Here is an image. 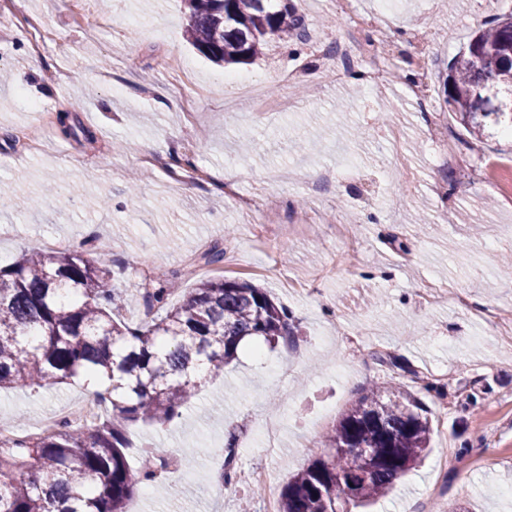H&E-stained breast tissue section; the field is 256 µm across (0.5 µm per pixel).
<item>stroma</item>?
<instances>
[{"label":"stroma","instance_id":"obj_1","mask_svg":"<svg viewBox=\"0 0 512 512\" xmlns=\"http://www.w3.org/2000/svg\"><path fill=\"white\" fill-rule=\"evenodd\" d=\"M304 17V40H271L255 60L218 65L184 38L180 0H0V183L19 206L0 212V262L27 247L87 237L113 245L124 291L121 317H149L145 283L178 275L181 289L228 276L199 256L221 244L240 276L288 308L295 336L255 357L245 344L223 375L207 380L170 423L128 430L129 459L145 447L192 467L139 485L132 512H258L252 485L222 490L215 451L234 447L239 468L269 473L281 493L322 452L319 438L372 384L403 385L432 424L431 453L362 512H422L449 501L469 512H512V338L493 332L472 306L512 309V140L488 124L467 134L442 110L411 98L418 59L434 75L474 32L512 12V0H399L379 29L354 26L339 0H288ZM43 41L34 44L32 26ZM379 42L386 77L367 90L372 64L338 67L334 48ZM246 75L288 111L238 110L225 77ZM42 125L31 150L20 141ZM257 148L239 151L242 137ZM336 178L310 191L309 180ZM70 176L66 206L43 185ZM317 204H310V195ZM277 198L291 232L269 238L239 199ZM359 226L354 251L336 257L337 222ZM429 303L420 304L421 295ZM434 391H426L424 383ZM78 385L0 390V412L28 429L75 408ZM456 457L438 475L443 450Z\"/></svg>","mask_w":512,"mask_h":512}]
</instances>
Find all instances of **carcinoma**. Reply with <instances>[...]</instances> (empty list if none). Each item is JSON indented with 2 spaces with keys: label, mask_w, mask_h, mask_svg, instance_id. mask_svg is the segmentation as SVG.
I'll list each match as a JSON object with an SVG mask.
<instances>
[{
  "label": "carcinoma",
  "mask_w": 512,
  "mask_h": 512,
  "mask_svg": "<svg viewBox=\"0 0 512 512\" xmlns=\"http://www.w3.org/2000/svg\"><path fill=\"white\" fill-rule=\"evenodd\" d=\"M187 41L208 60L238 64L266 40L305 37L304 19L276 0H181ZM443 104L472 136L485 118L512 129V15L498 17L455 56ZM112 251L33 246L0 265V389L51 387L77 379L107 418L68 422L52 432L0 440V512H125L135 487L155 477L151 457L131 469L126 430L182 414L205 370L220 374L241 342L272 346L294 336L288 309L254 284L207 278L173 303L172 283L144 290L150 321L120 319L124 297L112 283ZM432 426L400 387L365 390L323 436L328 453L296 473L279 512H352L386 495L428 450Z\"/></svg>",
  "instance_id": "obj_1"
}]
</instances>
